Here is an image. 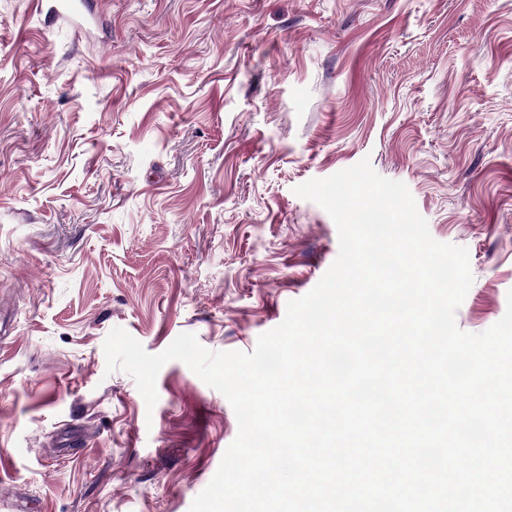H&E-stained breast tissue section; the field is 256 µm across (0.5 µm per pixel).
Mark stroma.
<instances>
[{"instance_id": "stroma-1", "label": "stroma", "mask_w": 512, "mask_h": 512, "mask_svg": "<svg viewBox=\"0 0 512 512\" xmlns=\"http://www.w3.org/2000/svg\"><path fill=\"white\" fill-rule=\"evenodd\" d=\"M0 0V512H189L236 438L173 360L154 409L125 329L252 351L336 260L297 185L370 158L466 247L458 327L512 290V0Z\"/></svg>"}]
</instances>
